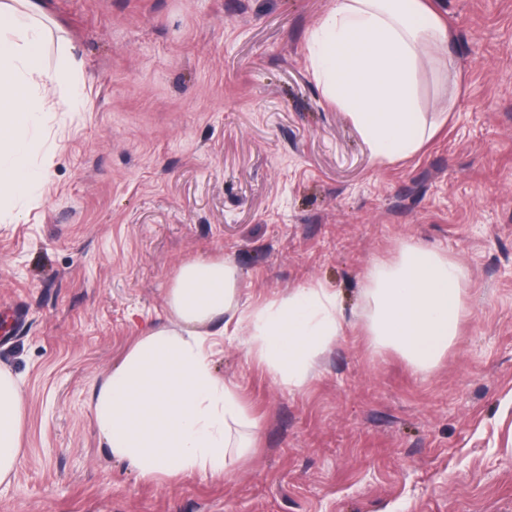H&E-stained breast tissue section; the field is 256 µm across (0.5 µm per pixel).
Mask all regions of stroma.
<instances>
[{
	"instance_id": "stroma-1",
	"label": "stroma",
	"mask_w": 512,
	"mask_h": 512,
	"mask_svg": "<svg viewBox=\"0 0 512 512\" xmlns=\"http://www.w3.org/2000/svg\"><path fill=\"white\" fill-rule=\"evenodd\" d=\"M47 64L82 96L24 131L39 183L0 209V367L22 460L0 512H512V0H434L413 159L376 164L306 56L331 0H43ZM405 244L466 269L468 315L416 371L363 331L366 275ZM224 257L241 300L320 283L351 327L288 390L248 331L211 357L256 423L228 477L146 480L101 446L88 391L162 316L180 266Z\"/></svg>"
}]
</instances>
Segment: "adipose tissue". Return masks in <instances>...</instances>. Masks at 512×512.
<instances>
[{"instance_id": "ef3b65f1", "label": "adipose tissue", "mask_w": 512, "mask_h": 512, "mask_svg": "<svg viewBox=\"0 0 512 512\" xmlns=\"http://www.w3.org/2000/svg\"><path fill=\"white\" fill-rule=\"evenodd\" d=\"M43 0H0V196L38 181L26 159L32 142L20 127L46 102ZM448 26L430 0H332L308 37L313 74L328 102L347 112L381 164L417 156L439 128L418 102L425 49L449 45ZM467 273L447 254L403 245L368 275L369 336L409 361L433 368L453 343L465 313ZM168 319L144 326L120 364L94 386L89 403L109 453L141 478L228 473L247 455L255 425L236 389L216 375V337L247 325L250 352L274 378L302 387L318 355L343 335L338 294L311 285L288 297L245 307L237 270L224 258L183 263L168 291ZM22 397L17 380L0 371V484L23 457Z\"/></svg>"}]
</instances>
